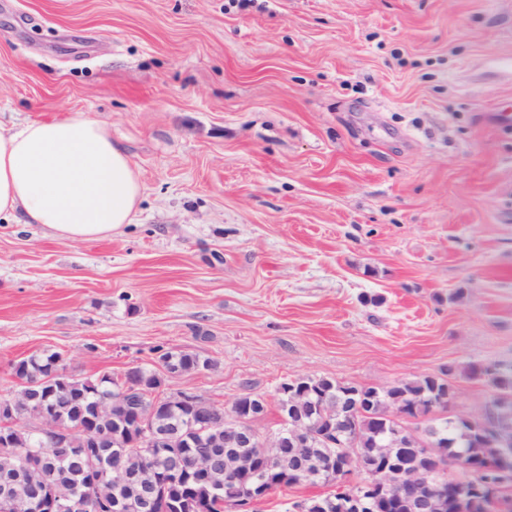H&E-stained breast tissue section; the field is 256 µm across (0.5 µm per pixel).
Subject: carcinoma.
Here are the masks:
<instances>
[{
    "mask_svg": "<svg viewBox=\"0 0 512 512\" xmlns=\"http://www.w3.org/2000/svg\"><path fill=\"white\" fill-rule=\"evenodd\" d=\"M167 358L183 373H191L214 366L212 360L197 354L169 352ZM12 369L24 380L48 379V399L53 421L62 428L86 427L89 417L96 420L95 434L104 443L121 441L131 419L121 418L123 407L113 401L107 402L104 413L98 415L89 406L97 399V393L104 392L111 374L104 373L94 379H74L66 376L50 378V374L64 369L63 359L57 352H42L13 363ZM159 372L154 367L142 366L133 374V382L149 391L159 386ZM469 375L482 380L497 396V426L494 431H486L485 408L477 407L464 420L448 424L436 412L442 410L437 405L443 391V379L432 375L413 381H398L385 387L357 389L353 385L327 377L309 376L293 382L298 394L283 393L278 400L279 412L289 414L291 407L300 402L306 414L304 419H288V429L300 432L307 424L317 425L324 421H352L348 441L353 452L346 455L340 446L326 444L313 449L310 468L317 472L332 457L343 465H349L355 457L366 464L380 465L391 458H402L407 462L418 460L420 447L410 435L394 434L395 417L404 410L412 417L423 418L425 427H434L439 432L438 447L447 455H460L475 471L490 466L512 471V365L499 373L489 370L487 365H473ZM25 387L14 394L0 395V411L19 414L22 422L11 427L14 448L20 451L18 459L29 464L40 465L47 486L57 498L67 502L78 495L89 496L90 483L83 475V459L78 456L59 457L53 449L37 444V436L26 425V420L38 415L34 403H28L24 395ZM194 414L185 408H174L158 419L170 437L181 442L196 441L200 435L186 425V420ZM258 456L257 472L246 481H263L273 491L281 487H291L305 483H318L322 478L304 475L290 477L283 460L268 457L264 449L256 448ZM146 455V449L130 446L122 449V466L129 471H137ZM161 498L170 508L165 512H224L218 504L210 485L200 477L186 472L173 478L160 491ZM431 512H485L483 498L470 490L461 491L455 486L448 487L446 501L435 500Z\"/></svg>",
    "mask_w": 512,
    "mask_h": 512,
    "instance_id": "1",
    "label": "carcinoma"
}]
</instances>
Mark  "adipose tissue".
I'll use <instances>...</instances> for the list:
<instances>
[{"label": "adipose tissue", "mask_w": 512, "mask_h": 512, "mask_svg": "<svg viewBox=\"0 0 512 512\" xmlns=\"http://www.w3.org/2000/svg\"><path fill=\"white\" fill-rule=\"evenodd\" d=\"M141 195L131 158L87 113L0 128L2 219L60 239H104L131 223Z\"/></svg>", "instance_id": "1"}]
</instances>
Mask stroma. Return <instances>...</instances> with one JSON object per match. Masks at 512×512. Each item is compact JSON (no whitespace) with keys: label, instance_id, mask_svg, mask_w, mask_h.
<instances>
[{"label":"stroma","instance_id":"obj_1","mask_svg":"<svg viewBox=\"0 0 512 512\" xmlns=\"http://www.w3.org/2000/svg\"><path fill=\"white\" fill-rule=\"evenodd\" d=\"M104 121L143 191L112 237L0 220L14 362L118 375L165 352L223 408L283 381L512 360V0H0V125ZM328 486L249 512H295Z\"/></svg>","mask_w":512,"mask_h":512}]
</instances>
